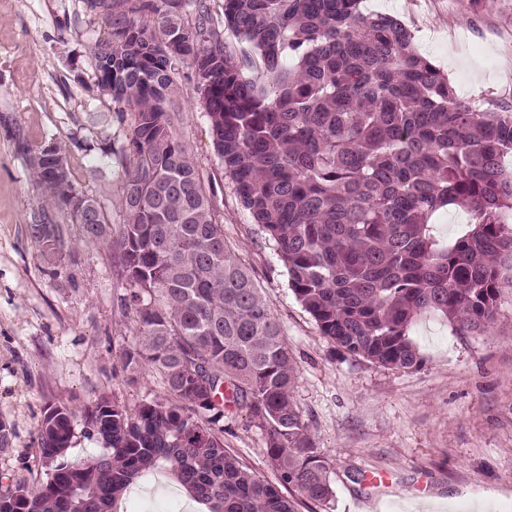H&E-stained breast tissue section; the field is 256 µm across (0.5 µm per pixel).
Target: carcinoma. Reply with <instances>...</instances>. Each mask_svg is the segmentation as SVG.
<instances>
[{
	"label": "carcinoma",
	"instance_id": "obj_1",
	"mask_svg": "<svg viewBox=\"0 0 512 512\" xmlns=\"http://www.w3.org/2000/svg\"><path fill=\"white\" fill-rule=\"evenodd\" d=\"M107 35L93 45L99 89L129 111L112 223L97 199L46 180V150L24 151L38 196L27 231L41 258L66 247L56 217L117 259L118 302L136 323L123 368L157 374L164 393L128 408L100 396L82 411L105 452L67 457L76 411L45 407L38 452L47 481L0 493V512H119L126 489L165 470L205 512H298L294 491L335 496L294 396L282 327L251 269L224 237L197 161L174 128L176 75L188 67L216 155L261 225L288 286L337 350L386 368L422 363L421 317L483 333L512 283V96L460 99L397 18L362 0H86ZM194 10L191 26L187 12ZM229 32L241 47L224 43ZM261 71L251 75L253 57ZM467 208L447 243L436 214ZM241 409L266 435L269 481L224 447L219 422ZM13 428L0 419V454Z\"/></svg>",
	"mask_w": 512,
	"mask_h": 512
}]
</instances>
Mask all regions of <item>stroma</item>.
Returning a JSON list of instances; mask_svg holds the SVG:
<instances>
[{"label":"stroma","instance_id":"obj_1","mask_svg":"<svg viewBox=\"0 0 512 512\" xmlns=\"http://www.w3.org/2000/svg\"><path fill=\"white\" fill-rule=\"evenodd\" d=\"M363 10L397 16L419 52L447 71L460 98L512 93V0H364ZM86 0H0V418L14 428L0 455V492L37 488L46 405L83 410L106 395L127 407L162 392L132 377L118 358L134 324L118 305L123 288L111 250L80 241L55 265L40 257L27 224L37 207L22 146L54 141L79 190L117 214L122 168L100 163L120 147L132 119L94 84L93 44L105 36ZM177 81L175 129L214 195L228 242L249 261L281 323L297 379L294 399L336 491L328 512H512V288L481 335L433 316L411 328L423 363L404 371L334 350L288 287L273 242L238 202L216 155L196 81ZM224 444L265 477V432L248 413L223 420ZM121 512H197L170 475L153 473L123 496Z\"/></svg>","mask_w":512,"mask_h":512}]
</instances>
